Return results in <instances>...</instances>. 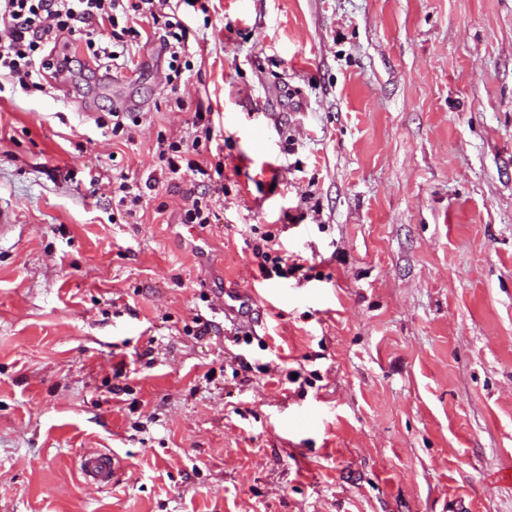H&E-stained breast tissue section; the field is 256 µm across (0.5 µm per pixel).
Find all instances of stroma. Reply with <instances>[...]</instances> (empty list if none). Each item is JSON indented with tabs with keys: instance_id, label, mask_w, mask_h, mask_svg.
Segmentation results:
<instances>
[{
	"instance_id": "obj_1",
	"label": "stroma",
	"mask_w": 512,
	"mask_h": 512,
	"mask_svg": "<svg viewBox=\"0 0 512 512\" xmlns=\"http://www.w3.org/2000/svg\"><path fill=\"white\" fill-rule=\"evenodd\" d=\"M179 14L184 109L154 36L0 92V512H512V0ZM198 112L219 194L156 156ZM268 232L301 274L260 277ZM212 216L216 217L206 199V193H201L193 199L191 208L186 210L183 224H209ZM118 469L116 458L101 452H88L81 457V470L92 481L108 484Z\"/></svg>"
}]
</instances>
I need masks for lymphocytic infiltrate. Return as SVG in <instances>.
Segmentation results:
<instances>
[{
  "mask_svg": "<svg viewBox=\"0 0 512 512\" xmlns=\"http://www.w3.org/2000/svg\"><path fill=\"white\" fill-rule=\"evenodd\" d=\"M169 5L170 0H0V71L22 91H40L46 81L68 72L73 62L70 53L57 52V44L85 48L92 63L111 67L128 57L127 39L139 37L138 23L148 22L167 37L170 72L166 87L169 97L177 98L188 27ZM105 26L110 27L111 37L102 42L98 34ZM192 126L188 136L159 142L161 167L172 175L184 168L203 177L223 174V162L209 168L194 160L184 161V154L199 152L213 136L210 120L203 113H195Z\"/></svg>",
  "mask_w": 512,
  "mask_h": 512,
  "instance_id": "lymphocytic-infiltrate-1",
  "label": "lymphocytic infiltrate"
}]
</instances>
